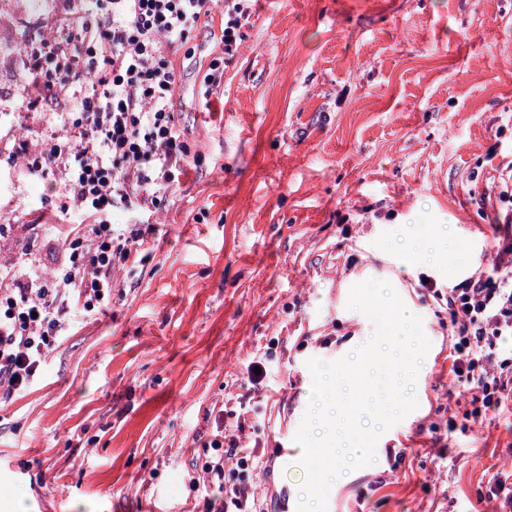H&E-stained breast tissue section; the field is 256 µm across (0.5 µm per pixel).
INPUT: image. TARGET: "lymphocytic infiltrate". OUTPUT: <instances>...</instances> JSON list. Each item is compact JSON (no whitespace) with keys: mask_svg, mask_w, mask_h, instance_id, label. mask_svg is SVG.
<instances>
[{"mask_svg":"<svg viewBox=\"0 0 512 512\" xmlns=\"http://www.w3.org/2000/svg\"><path fill=\"white\" fill-rule=\"evenodd\" d=\"M219 5L224 53L207 65L210 95L250 22V0H76L77 27L63 38L57 17L29 23L17 120L26 122L66 90L70 106L57 120L67 143L38 151L17 144L13 151L25 156L28 174L56 176L63 184L52 228L65 260L50 278L29 257L0 266L1 401L32 386L77 315L110 302L113 271L130 261L144 237L136 227L114 230L113 209L150 215L159 193L185 174L191 150L173 107L179 76L172 54ZM493 171L479 198L503 235L493 263L446 292L424 285L448 311L450 372L469 397L461 413L465 427L484 423L512 396V361L497 358L501 342L512 337V159ZM209 446L203 512H261L254 484L262 461L240 452L232 432H217Z\"/></svg>","mask_w":512,"mask_h":512,"instance_id":"lymphocytic-infiltrate-1","label":"lymphocytic infiltrate"}]
</instances>
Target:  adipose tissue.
<instances>
[{
	"label": "adipose tissue",
	"mask_w": 512,
	"mask_h": 512,
	"mask_svg": "<svg viewBox=\"0 0 512 512\" xmlns=\"http://www.w3.org/2000/svg\"><path fill=\"white\" fill-rule=\"evenodd\" d=\"M460 235L456 226L439 224L434 228L414 225L402 233L388 237L383 245L384 253L397 258L406 269L425 263L434 267H467L472 256L460 249Z\"/></svg>",
	"instance_id": "ef3b65f1"
}]
</instances>
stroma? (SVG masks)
Here are the masks:
<instances>
[{
  "mask_svg": "<svg viewBox=\"0 0 512 512\" xmlns=\"http://www.w3.org/2000/svg\"><path fill=\"white\" fill-rule=\"evenodd\" d=\"M24 0H0V258L59 204L18 139L59 142L51 112L18 126ZM218 23L175 55L173 100L190 168L159 198L112 302L77 316L22 396L0 402V512H192L217 424L276 453L304 416L309 359L371 335L349 292L396 278L432 349L418 410L378 444V468L337 487L335 512H499L512 474V405L449 430L448 313L416 288L459 274L398 268L382 243L405 224H456L477 263L495 254L478 201L489 152L512 153V0H253L204 109ZM268 355L265 388L246 365Z\"/></svg>",
  "mask_w": 512,
  "mask_h": 512,
  "instance_id": "1",
  "label": "stroma"
}]
</instances>
